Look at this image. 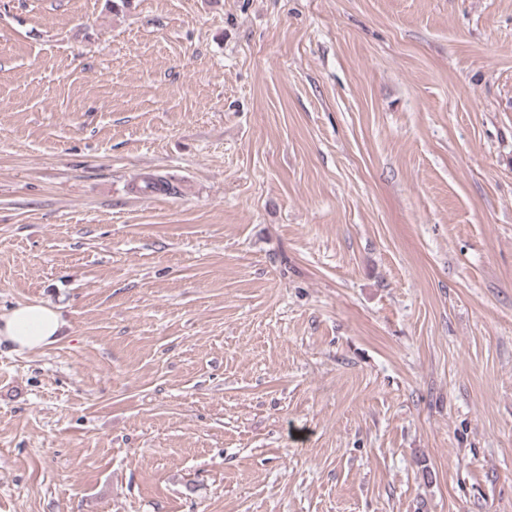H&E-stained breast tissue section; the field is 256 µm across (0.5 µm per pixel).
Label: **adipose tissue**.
Here are the masks:
<instances>
[{"label": "adipose tissue", "mask_w": 512, "mask_h": 512, "mask_svg": "<svg viewBox=\"0 0 512 512\" xmlns=\"http://www.w3.org/2000/svg\"><path fill=\"white\" fill-rule=\"evenodd\" d=\"M65 322L58 309L42 304H20L0 314V343L25 352L59 340Z\"/></svg>", "instance_id": "1"}]
</instances>
